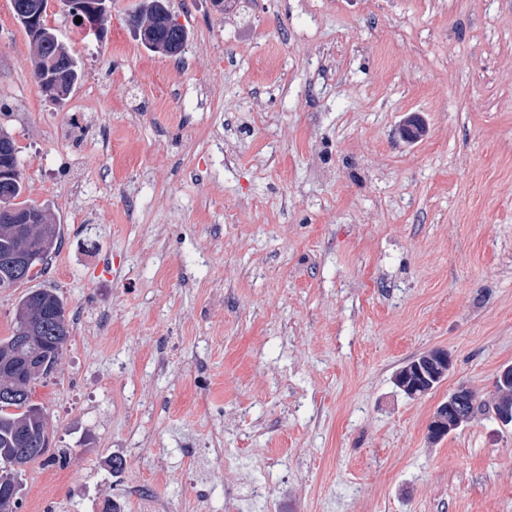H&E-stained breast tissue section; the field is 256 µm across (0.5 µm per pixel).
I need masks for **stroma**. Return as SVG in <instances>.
Masks as SVG:
<instances>
[{"mask_svg": "<svg viewBox=\"0 0 512 512\" xmlns=\"http://www.w3.org/2000/svg\"><path fill=\"white\" fill-rule=\"evenodd\" d=\"M138 4L92 30L51 7L83 69L56 102L0 0V127L62 238L0 288V338L33 289L72 320L19 512H143L138 486L171 512H512V0H169L173 57ZM430 350L450 372L405 395ZM462 385L481 407L430 440ZM188 39V32L187 28L184 25H181L179 23H173L171 25H163L159 29V39L155 45H146L149 49H152V51L155 52H162V50H159V46L166 47V46H172L178 47V51L175 53H167L165 54L169 55H177L181 52L183 46L185 45L186 41Z\"/></svg>", "mask_w": 512, "mask_h": 512, "instance_id": "stroma-1", "label": "stroma"}]
</instances>
